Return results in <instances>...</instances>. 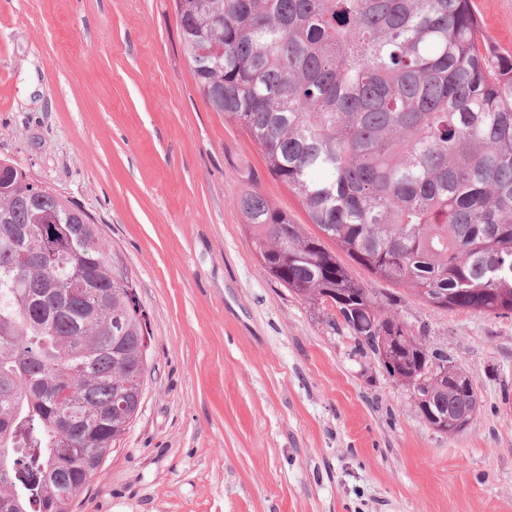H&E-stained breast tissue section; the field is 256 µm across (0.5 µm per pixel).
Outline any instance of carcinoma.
Listing matches in <instances>:
<instances>
[{
	"label": "carcinoma",
	"mask_w": 512,
	"mask_h": 512,
	"mask_svg": "<svg viewBox=\"0 0 512 512\" xmlns=\"http://www.w3.org/2000/svg\"><path fill=\"white\" fill-rule=\"evenodd\" d=\"M213 111L262 151L308 233L255 187L237 207L289 293L455 435L471 379L327 243L436 309L512 316V57L471 0H175ZM127 267L73 202L0 159V512H73L138 415L152 368Z\"/></svg>",
	"instance_id": "1"
}]
</instances>
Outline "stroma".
I'll use <instances>...</instances> for the list:
<instances>
[{"label": "stroma", "mask_w": 512, "mask_h": 512, "mask_svg": "<svg viewBox=\"0 0 512 512\" xmlns=\"http://www.w3.org/2000/svg\"><path fill=\"white\" fill-rule=\"evenodd\" d=\"M512 55V0H472ZM77 204L133 275L153 368L74 512H512V317L371 282L470 376L448 436L276 284L236 206L309 218L197 88L174 0H0V158Z\"/></svg>", "instance_id": "35a3bbf8"}]
</instances>
